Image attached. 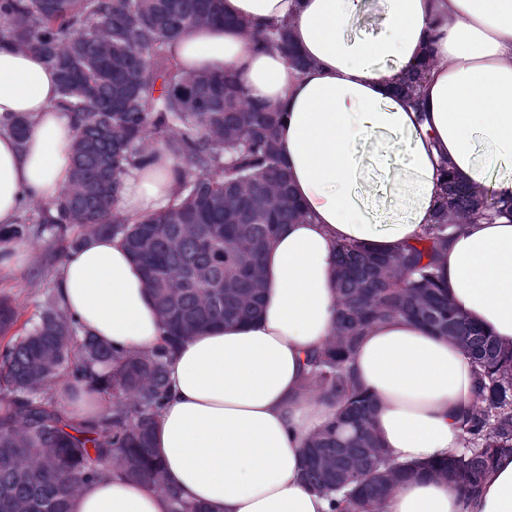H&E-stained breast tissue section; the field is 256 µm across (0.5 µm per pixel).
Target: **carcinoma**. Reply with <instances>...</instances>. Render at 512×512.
Wrapping results in <instances>:
<instances>
[{
    "label": "carcinoma",
    "instance_id": "carcinoma-1",
    "mask_svg": "<svg viewBox=\"0 0 512 512\" xmlns=\"http://www.w3.org/2000/svg\"><path fill=\"white\" fill-rule=\"evenodd\" d=\"M224 22L220 0H0V42L58 71L77 131L63 195L0 230V244L36 235L72 249L90 232L121 237L164 328L155 351L118 354L48 302L0 348V512H69L81 486L110 466L166 492L171 512H207L165 487L152 448L167 397L166 360L199 330L258 313L265 250L282 225L305 217L280 158L277 108L253 101L233 70L184 72L170 50L186 31ZM243 28L259 45L288 49L296 70L308 66L285 27ZM422 82L413 69L402 84L418 112ZM149 142L165 144L178 160L180 189L168 208L131 220L112 201ZM443 172L434 222L418 242L395 254L337 249L336 332L307 359L305 377L336 406V422L312 436L302 460L304 482L332 512H381L407 476L390 466L371 427L373 401L358 391L352 367L364 330L391 316L462 339L478 366L468 451L427 473L458 479L473 495L494 458L512 453V348L468 322L436 273L448 228L499 213L502 204ZM16 323L12 302L1 297L0 335ZM71 380L112 399L99 420L80 421L54 400L51 390Z\"/></svg>",
    "mask_w": 512,
    "mask_h": 512
}]
</instances>
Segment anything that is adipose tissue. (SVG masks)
I'll return each mask as SVG.
<instances>
[{"label":"adipose tissue","mask_w":512,"mask_h":512,"mask_svg":"<svg viewBox=\"0 0 512 512\" xmlns=\"http://www.w3.org/2000/svg\"><path fill=\"white\" fill-rule=\"evenodd\" d=\"M221 8L229 24L193 28L171 52L188 73L234 69L254 101L278 108L279 151L308 218L285 225L268 248L256 320L203 329L171 353L152 439L165 490L112 469L80 488L71 512H171L174 493L209 512H328L300 468L307 440L336 414L304 379L307 355L335 332L338 246L391 253L421 238L447 171L512 202V0H221ZM368 17L372 28L360 33ZM247 23L285 26L308 68L254 45ZM421 64L418 112L399 85ZM58 86L40 56L0 43V119L29 120L21 140L0 129V226L68 184L75 128ZM145 154L114 199L121 215L162 210L178 189L168 149L152 142ZM371 166L382 189L366 185ZM437 275L468 321L512 347V216L454 229ZM54 293L86 334L116 351L150 352L162 341L160 315L119 238L86 235L59 264ZM353 369L392 460L416 467L463 453L477 393L458 342L393 317L366 331ZM57 390L80 420L106 411L86 384ZM382 512H512V454L497 458L477 496L452 479L413 475Z\"/></svg>","instance_id":"ef3b65f1"}]
</instances>
